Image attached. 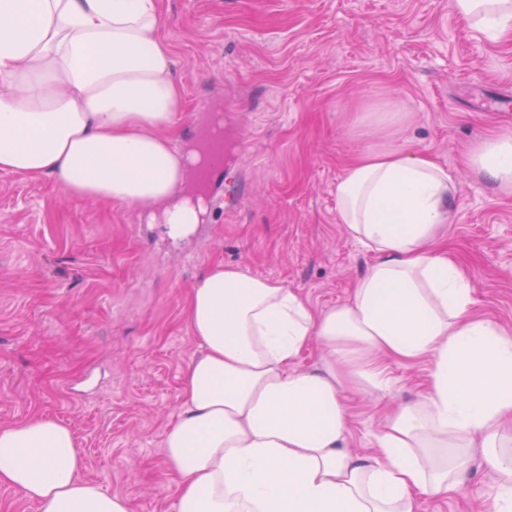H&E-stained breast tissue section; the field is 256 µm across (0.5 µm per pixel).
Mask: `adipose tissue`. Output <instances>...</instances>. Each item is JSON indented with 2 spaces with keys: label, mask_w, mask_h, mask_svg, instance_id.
<instances>
[{
  "label": "adipose tissue",
  "mask_w": 512,
  "mask_h": 512,
  "mask_svg": "<svg viewBox=\"0 0 512 512\" xmlns=\"http://www.w3.org/2000/svg\"><path fill=\"white\" fill-rule=\"evenodd\" d=\"M452 7L489 39L512 30V0ZM159 28L157 0H0V171L160 205L190 232L199 212L174 194L200 156L157 134L182 100ZM468 163L512 192V135L476 142ZM454 200L452 171L410 143L358 156L336 185L337 216L375 260L325 312L278 281L210 265L187 308L202 353L164 439L177 512H416L420 496L458 494L475 453L496 477L494 512H512V334L472 312L470 276L445 247ZM315 338L324 355L299 368ZM384 358L431 360V383L387 418L376 454H355L343 391L385 393ZM84 467L65 424L0 427V482L41 512H129Z\"/></svg>",
  "instance_id": "1"
}]
</instances>
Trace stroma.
I'll return each mask as SVG.
<instances>
[{"instance_id":"obj_1","label":"stroma","mask_w":512,"mask_h":512,"mask_svg":"<svg viewBox=\"0 0 512 512\" xmlns=\"http://www.w3.org/2000/svg\"><path fill=\"white\" fill-rule=\"evenodd\" d=\"M182 103L161 129L184 149L215 114L228 163L193 230L161 209L78 199L56 177L0 172V426L69 425L84 478L130 512H175L163 456L182 371L201 349L186 317L212 263L280 282L315 312L349 301L374 257L339 224L336 183L368 148L409 141L453 170L448 250L474 311L512 330V196L468 168L474 141L512 133V37L470 30L451 0H158ZM389 390L356 386L347 447L415 402L428 362L383 361ZM495 477L472 460L455 496L417 512H490Z\"/></svg>"}]
</instances>
